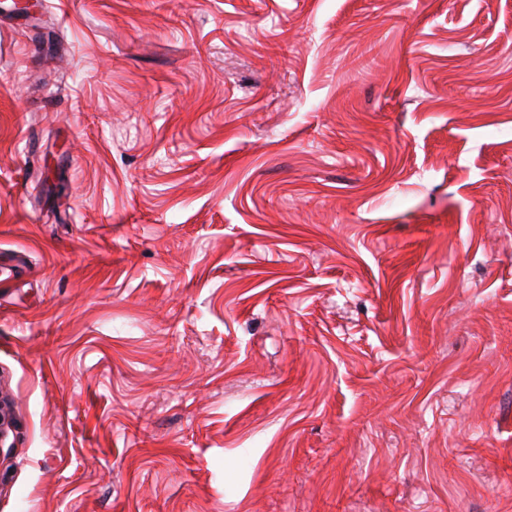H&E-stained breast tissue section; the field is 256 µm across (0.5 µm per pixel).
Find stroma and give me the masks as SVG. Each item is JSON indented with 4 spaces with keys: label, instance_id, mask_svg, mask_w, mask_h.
<instances>
[{
    "label": "stroma",
    "instance_id": "35a3bbf8",
    "mask_svg": "<svg viewBox=\"0 0 512 512\" xmlns=\"http://www.w3.org/2000/svg\"><path fill=\"white\" fill-rule=\"evenodd\" d=\"M40 6L0 512H512V0Z\"/></svg>",
    "mask_w": 512,
    "mask_h": 512
}]
</instances>
